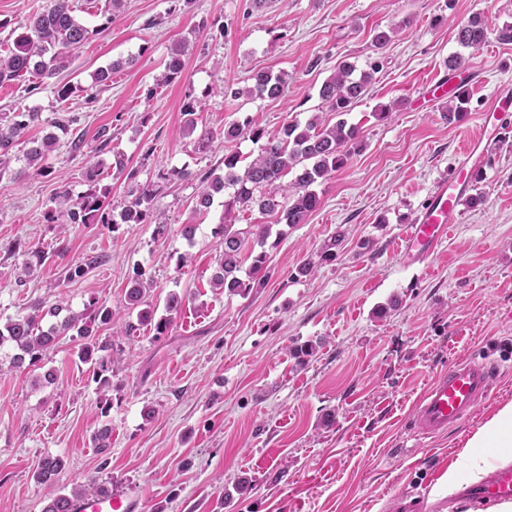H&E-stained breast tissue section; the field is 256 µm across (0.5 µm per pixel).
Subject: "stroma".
<instances>
[{"label": "stroma", "mask_w": 512, "mask_h": 512, "mask_svg": "<svg viewBox=\"0 0 512 512\" xmlns=\"http://www.w3.org/2000/svg\"><path fill=\"white\" fill-rule=\"evenodd\" d=\"M50 2L0 0V19L9 22L0 48ZM107 2L75 0L77 17L96 34L61 75L76 87L70 98L58 100L48 82L30 96L21 84L0 86V117L37 110L27 137L70 123L43 161L47 174L28 172L16 149L0 176V324L38 302L60 300L80 312L92 299L110 306L116 321H135L125 293L138 271L153 284L152 302L175 291L186 304L165 336L99 329L118 352L110 392L99 390L67 336L41 367L0 369V512H42L45 491L33 473L47 455L66 462L62 487L93 478L133 492L141 512H395L403 500L415 512H495L439 487L472 434L512 402V112L498 121L471 185L483 204L464 206L423 262L405 263L397 244L460 146L481 136L485 103L512 84V45L492 38L469 54L471 100L457 124L442 117L446 101L418 106L422 88L447 76L460 51L459 22L479 13L498 29L512 23V0H121L110 22ZM377 26L394 34L347 117L361 129L362 151L318 186L321 204L308 222L269 248L263 288L240 296L211 287L224 199L195 214L194 175L223 169L225 154L249 161L258 151L249 139L225 140V124L249 121L270 133L314 115L334 124L318 90L340 62L365 69ZM183 40L182 76L162 83L168 54ZM116 60L124 66L110 85H94V72ZM259 68L283 73L282 97L247 94ZM225 83L238 96L222 93ZM189 93L204 104L192 129L183 115ZM383 105L392 113L380 121ZM102 126L112 132L105 146L96 137ZM206 131L212 137L202 149ZM75 134L83 137L78 153L69 148ZM118 155L141 182H158L173 167L192 172L161 184L154 207L168 221L164 236L150 224L45 222L60 192L86 190V165L96 161L112 187L108 209L119 214L129 182L112 167ZM185 224L196 225L194 242L181 236ZM339 231L346 238L335 260L320 261L322 243ZM17 240L44 259L12 252ZM89 258L94 266L68 279L70 266ZM307 261L314 274L297 276ZM310 342L316 352L298 364L296 349ZM462 359L492 363L488 396L448 431L423 434L418 400ZM43 368L54 370V385L36 384ZM106 425L112 449L104 457L91 437ZM242 477L251 490L225 497Z\"/></svg>", "instance_id": "1"}]
</instances>
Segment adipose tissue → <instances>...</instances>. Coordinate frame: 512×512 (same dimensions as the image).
Segmentation results:
<instances>
[{"label":"adipose tissue","mask_w":512,"mask_h":512,"mask_svg":"<svg viewBox=\"0 0 512 512\" xmlns=\"http://www.w3.org/2000/svg\"><path fill=\"white\" fill-rule=\"evenodd\" d=\"M512 458V402L504 404L468 440L460 465L479 476L489 463V454Z\"/></svg>","instance_id":"ef3b65f1"}]
</instances>
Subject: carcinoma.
Here are the masks:
<instances>
[{
  "label": "carcinoma",
  "instance_id": "1",
  "mask_svg": "<svg viewBox=\"0 0 512 512\" xmlns=\"http://www.w3.org/2000/svg\"><path fill=\"white\" fill-rule=\"evenodd\" d=\"M74 12V0H51L50 7L32 15L26 31L17 37L14 49L5 55L0 54V85L28 76L49 79L68 69L75 51L98 33L77 19ZM454 35L460 47L478 51L488 41V28L482 15L474 14L457 25ZM186 47L187 44L181 42L171 50L163 82L171 83L181 77ZM377 69L375 61L369 64V69L361 72L354 64L345 62L321 84L319 97L336 114V122L331 126L323 124L319 116L314 115L304 123L298 120L288 122L275 134L250 121L244 124L233 122L224 127V138L247 137L258 144V153L245 166L241 165L240 156L227 154L224 156V174L201 175L203 186L193 197L194 212L200 214L210 210L215 196L231 188L233 193L224 201L226 217L237 209L256 206L263 213L275 215L278 226L307 223L320 205L315 186L330 179L362 147L359 129L348 124L344 116L367 94L372 73ZM250 80L248 94L254 97L276 99L285 93L284 76L270 69L253 71ZM467 104L466 94L452 96L443 113L448 124H455L463 118ZM37 118V112L26 109L13 113L8 123H0L1 166L9 163L11 151ZM57 143L58 138L53 133L40 140L24 141L28 145L24 157L28 166L35 168L36 174L47 172L40 162L54 151ZM292 171L295 178L288 194L279 197L273 191H264ZM85 177L88 189L75 199L67 191L60 193L54 200V206L45 213L47 223L153 224L157 235L165 234L168 222L154 209V199L159 191L156 184L141 183L136 172H128V200L119 218L115 219L106 212L105 202L111 194V187L102 183L99 164H89ZM214 234L220 239V253L218 266L211 278L212 287L241 296L261 285L258 275L268 276L269 255L265 249L268 239L273 235L278 239L284 236L282 230H273L271 224H256L250 231L239 232L233 230V225L224 223ZM344 240L345 235L341 232L330 237L321 248L320 259L325 262L336 259V250L343 246ZM245 257L251 259V263L242 277L239 272ZM150 288L151 282L144 278V273L139 272L132 278L125 294V304L128 310L137 311V323L126 322L120 334L133 337L140 328L151 326L155 335L163 336L173 326L183 308L184 297L175 292L168 294L164 313L158 316L157 309L147 301ZM63 311L66 316L60 323L42 328L46 314L57 316ZM113 319L112 308L97 301L81 313H74L61 303L47 309L37 303L28 314L0 326V348L7 343L18 350L11 357L10 366L20 367L25 363L35 366L60 337L69 334L83 341L78 359L92 367L99 389L107 392L112 388L114 359L105 354L108 346L96 341V331L102 325L112 324ZM64 468L65 462L59 456L48 455L37 464L34 472L36 483L52 491L43 512H65L67 499L86 493L82 484L74 486L68 493L58 487Z\"/></svg>",
  "mask_w": 512,
  "mask_h": 512
}]
</instances>
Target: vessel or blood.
I'll return each instance as SVG.
<instances>
[{"mask_svg":"<svg viewBox=\"0 0 512 512\" xmlns=\"http://www.w3.org/2000/svg\"><path fill=\"white\" fill-rule=\"evenodd\" d=\"M470 85V71L460 68L448 80H435L426 89L429 101L447 97ZM512 112V91L494 95L480 114L490 123L498 113ZM491 148L490 141L474 139L463 144L452 173L442 178L427 203L403 236L398 251L411 263L424 261L446 239L451 224L457 223V206L467 192L471 173L481 166ZM492 378L485 364L461 360L440 373L417 404L416 421L428 434H435L457 424L488 395ZM459 499L474 504L512 501V464H499L479 481L465 484ZM70 512H139V500L126 490L115 489L72 498Z\"/></svg>","mask_w":512,"mask_h":512,"instance_id":"b4317fda","label":"vessel or blood"}]
</instances>
